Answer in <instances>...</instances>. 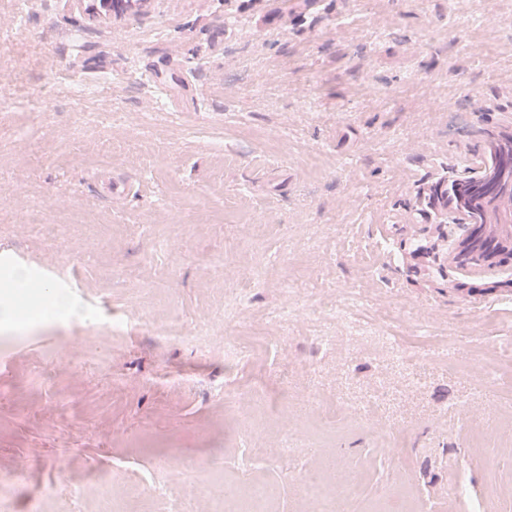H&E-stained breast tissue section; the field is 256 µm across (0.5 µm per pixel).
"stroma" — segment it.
<instances>
[{"label":"stroma","instance_id":"1","mask_svg":"<svg viewBox=\"0 0 512 512\" xmlns=\"http://www.w3.org/2000/svg\"><path fill=\"white\" fill-rule=\"evenodd\" d=\"M86 8L0 0V17L23 19L0 39V264L21 259L76 302L0 338V512H99L114 481L162 486L157 512H181L206 488L169 481L173 467L279 482L319 467V445L359 476L338 512L401 486L421 512L481 498L501 512L485 492L493 473L512 488V453L486 443L512 415V377L488 360L512 347V262L451 263L468 227L452 209L424 215L417 191L512 133V0H130L100 21ZM103 76L99 97L73 101V81ZM31 204L44 224L24 223ZM228 250L254 276L241 299L205 263ZM289 287L311 303L353 292L385 335L411 329L415 381L384 343L282 319ZM238 307L275 326L236 370L255 397L248 444L222 423ZM173 311L204 349L147 329ZM274 402L328 416L278 471L250 452L278 442Z\"/></svg>","mask_w":512,"mask_h":512}]
</instances>
